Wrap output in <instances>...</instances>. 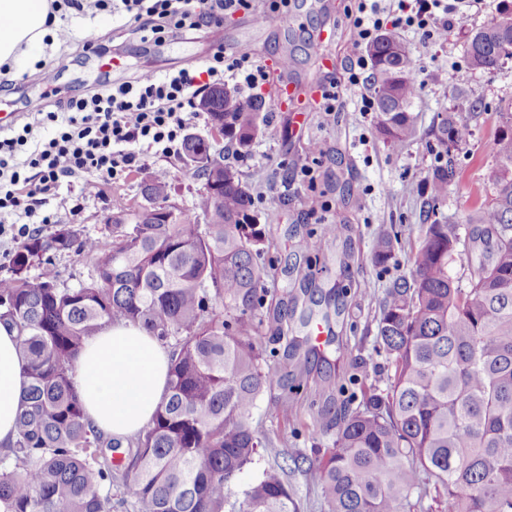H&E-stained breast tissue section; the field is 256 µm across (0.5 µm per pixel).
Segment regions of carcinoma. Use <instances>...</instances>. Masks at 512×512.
Masks as SVG:
<instances>
[{
    "label": "carcinoma",
    "instance_id": "obj_1",
    "mask_svg": "<svg viewBox=\"0 0 512 512\" xmlns=\"http://www.w3.org/2000/svg\"><path fill=\"white\" fill-rule=\"evenodd\" d=\"M466 54L472 70L511 60L512 10L471 30ZM367 55L377 132L403 147L418 133L410 47L386 33ZM199 108L224 121L231 160L195 169L221 202L205 190L169 218L122 210L107 241L62 224L20 243L0 279V323L17 331L27 378L16 441L0 456V512H112L116 494L139 512H300L286 462L230 502L231 484L270 444L251 418L278 379L250 339L263 236L232 164L261 133L265 101L226 87ZM466 132L453 112L433 125L445 160L425 182L411 275L393 279L380 303L376 352L393 367L390 383L337 411L330 446L308 465L328 512H430L428 497L440 512H512V126L494 140L491 198L468 216L483 248L464 286L449 265L466 242L435 215L456 176L449 145ZM141 193L166 202L171 187L147 179ZM397 243L394 226L381 230L374 263L387 267ZM64 253L92 266L73 288L59 287ZM115 319L144 326L171 355L167 394L117 463L107 452L118 445L85 421L74 382L86 339Z\"/></svg>",
    "mask_w": 512,
    "mask_h": 512
}]
</instances>
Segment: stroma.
Instances as JSON below:
<instances>
[{
    "mask_svg": "<svg viewBox=\"0 0 512 512\" xmlns=\"http://www.w3.org/2000/svg\"><path fill=\"white\" fill-rule=\"evenodd\" d=\"M503 2L481 0L466 8L441 43H423L413 30L395 26L393 13H384L383 32L397 35L413 50L419 86L412 107L419 133L403 147L377 137V115L361 111L357 96L343 94L340 112L327 118L308 94L310 86L343 79L355 52L348 15L356 0H288L287 7L268 17L240 11L225 16L223 25L168 34L155 42L132 32L127 15L108 9L80 14L63 5L59 24L71 29L72 40L45 47L35 68H16L0 77V116L13 113L20 125L34 112L133 80L147 69H204L220 46L249 53L267 67L268 82L255 90L265 100L267 121L239 168L256 200L269 265L261 322L252 340L259 350H275L268 363L280 378L265 390L252 419L272 443L261 450L253 469L234 482V499H242L257 470L268 463L323 455L331 436L319 411L343 405L361 386H388L393 370L374 352L378 301L394 277L410 272L407 250L419 234L422 188L439 163L431 128L440 113L456 112L470 134L454 151L457 175L439 220L467 235L468 215L491 191L498 113L512 101V60L494 71H469L462 81L454 78L453 69L466 62L471 29ZM100 44L106 54L96 53ZM286 57L292 63L284 68L280 62ZM47 69L57 72L50 91L41 81ZM280 85L295 88L300 105L278 103ZM181 153L178 146L165 153L142 151L138 167L89 199L80 198L78 183L63 182L47 210L54 223L72 224L83 236L103 239L110 215L142 204L141 182L149 177L167 181L174 200L192 208L202 184L183 164ZM301 155L309 156L313 177L296 171L294 162ZM264 195L278 196V205L261 203ZM332 222L344 224L341 239L323 238L316 253L300 249V241L320 235L322 225ZM384 224L402 226L404 250L383 269L373 264L372 254ZM281 316L295 347L278 338ZM319 326L328 336L316 353L310 336Z\"/></svg>",
    "mask_w": 512,
    "mask_h": 512,
    "instance_id": "stroma-1",
    "label": "stroma"
}]
</instances>
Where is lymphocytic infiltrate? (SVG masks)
Here are the masks:
<instances>
[{
	"label": "lymphocytic infiltrate",
	"instance_id": "f902f5d3",
	"mask_svg": "<svg viewBox=\"0 0 512 512\" xmlns=\"http://www.w3.org/2000/svg\"><path fill=\"white\" fill-rule=\"evenodd\" d=\"M133 31L154 35L222 23L254 8V0H120ZM464 0H398L396 25L412 27L426 42L447 39ZM264 67L249 54L217 50L205 71L182 69L163 76L141 73L88 98L60 102L21 128L0 136V236L21 243L32 225L48 224V196L61 179L79 180L82 197L101 192L104 181L131 171L144 143L169 151L188 122L198 117V98L208 88L266 83Z\"/></svg>",
	"mask_w": 512,
	"mask_h": 512
}]
</instances>
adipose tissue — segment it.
Wrapping results in <instances>:
<instances>
[{"label": "adipose tissue", "mask_w": 512, "mask_h": 512, "mask_svg": "<svg viewBox=\"0 0 512 512\" xmlns=\"http://www.w3.org/2000/svg\"><path fill=\"white\" fill-rule=\"evenodd\" d=\"M55 0H0V67H31L36 51L57 37ZM170 352L141 326L113 321L88 338L75 382L84 417L95 429L127 442L153 418L169 382ZM27 385L16 331L0 325V446L16 434Z\"/></svg>", "instance_id": "1"}]
</instances>
